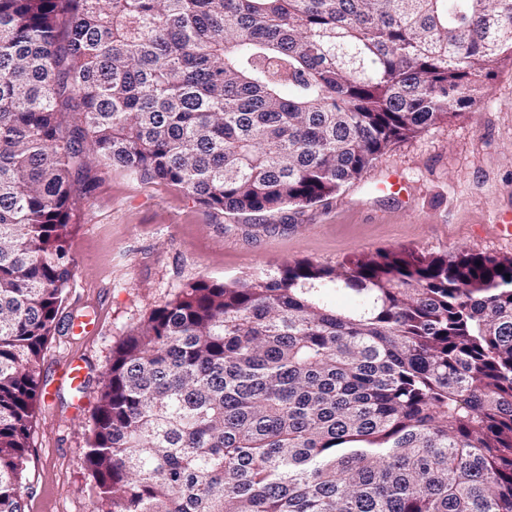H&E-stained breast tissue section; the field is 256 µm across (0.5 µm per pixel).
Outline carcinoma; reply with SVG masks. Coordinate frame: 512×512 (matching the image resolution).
I'll return each mask as SVG.
<instances>
[{"label": "carcinoma", "mask_w": 512, "mask_h": 512, "mask_svg": "<svg viewBox=\"0 0 512 512\" xmlns=\"http://www.w3.org/2000/svg\"><path fill=\"white\" fill-rule=\"evenodd\" d=\"M505 60L512 0H0V512L91 161L308 205ZM93 421V512H512V258L201 277L113 350Z\"/></svg>", "instance_id": "1"}]
</instances>
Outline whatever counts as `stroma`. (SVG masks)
Wrapping results in <instances>:
<instances>
[{
    "mask_svg": "<svg viewBox=\"0 0 512 512\" xmlns=\"http://www.w3.org/2000/svg\"><path fill=\"white\" fill-rule=\"evenodd\" d=\"M484 85L477 105L397 142L335 195L302 208L229 215L170 183L92 165L69 241L73 275L40 362L46 389L26 455L25 512H92L86 452L101 375L124 336L187 283L304 260L337 267L379 251L512 257L496 226L512 211V62ZM394 175L407 182L399 197L378 189ZM82 317L95 327L79 336L70 321ZM74 359L88 372L81 396L59 380Z\"/></svg>",
    "mask_w": 512,
    "mask_h": 512,
    "instance_id": "stroma-1",
    "label": "stroma"
}]
</instances>
